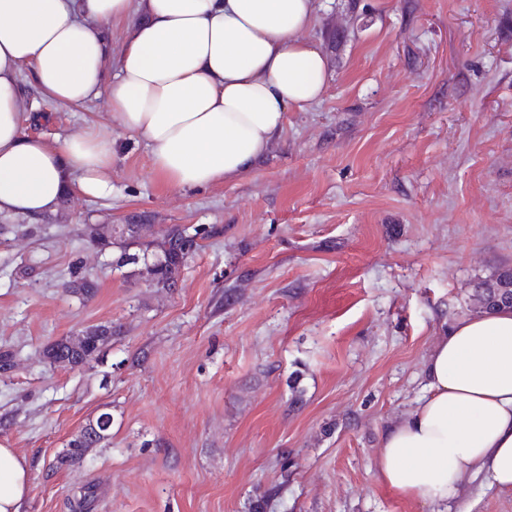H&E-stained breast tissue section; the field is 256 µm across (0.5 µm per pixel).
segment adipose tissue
I'll list each match as a JSON object with an SVG mask.
<instances>
[{
	"label": "adipose tissue",
	"mask_w": 512,
	"mask_h": 512,
	"mask_svg": "<svg viewBox=\"0 0 512 512\" xmlns=\"http://www.w3.org/2000/svg\"><path fill=\"white\" fill-rule=\"evenodd\" d=\"M132 19L113 76L105 25ZM314 0H0V214L37 220L69 187L110 196V129L47 143L24 134L19 77L64 106L104 98L143 138L151 170L193 190L252 167L291 107L317 103L327 63L307 33ZM426 393L380 442V484L448 505L466 478L512 492V309L458 318L433 343ZM29 471L0 446V512H20Z\"/></svg>",
	"instance_id": "1"
}]
</instances>
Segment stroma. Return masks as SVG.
Returning a JSON list of instances; mask_svg holds the SVG:
<instances>
[{
  "instance_id": "obj_1",
  "label": "stroma",
  "mask_w": 512,
  "mask_h": 512,
  "mask_svg": "<svg viewBox=\"0 0 512 512\" xmlns=\"http://www.w3.org/2000/svg\"><path fill=\"white\" fill-rule=\"evenodd\" d=\"M320 102L290 108L255 166L179 190L103 99L74 109L20 83L53 142L111 126L112 194L34 222L0 216V445L30 474L22 512H434L376 479L381 436L423 395L436 336L512 268V0H315ZM90 224L204 229L176 284L140 246L98 253ZM98 284L62 286L75 266ZM79 369L44 348L92 325ZM109 438L58 459L90 420ZM449 512H512L484 477ZM82 338L75 341L72 336L54 341L44 349V356L53 364L64 368H81L101 352V348L112 338L111 325H96L86 328Z\"/></svg>"
}]
</instances>
